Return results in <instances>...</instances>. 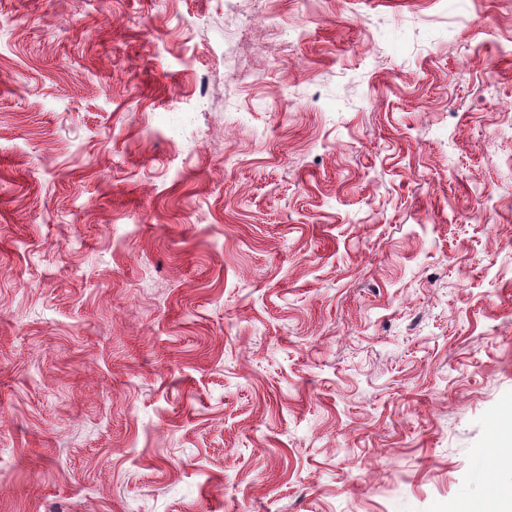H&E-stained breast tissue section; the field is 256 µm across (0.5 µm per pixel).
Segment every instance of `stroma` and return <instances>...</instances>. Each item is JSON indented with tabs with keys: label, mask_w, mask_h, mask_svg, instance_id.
Returning a JSON list of instances; mask_svg holds the SVG:
<instances>
[{
	"label": "stroma",
	"mask_w": 512,
	"mask_h": 512,
	"mask_svg": "<svg viewBox=\"0 0 512 512\" xmlns=\"http://www.w3.org/2000/svg\"><path fill=\"white\" fill-rule=\"evenodd\" d=\"M0 0V512H456L512 456V0Z\"/></svg>",
	"instance_id": "1"
}]
</instances>
